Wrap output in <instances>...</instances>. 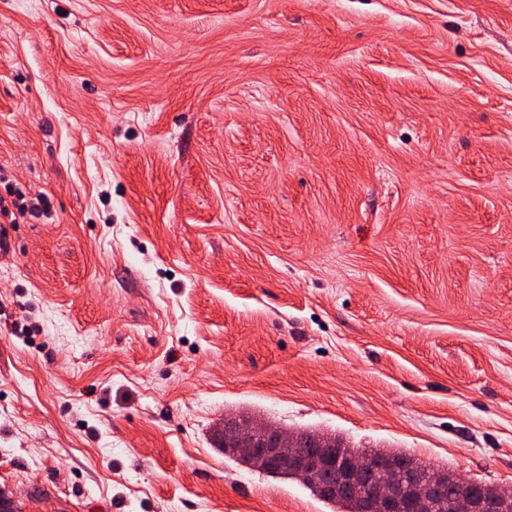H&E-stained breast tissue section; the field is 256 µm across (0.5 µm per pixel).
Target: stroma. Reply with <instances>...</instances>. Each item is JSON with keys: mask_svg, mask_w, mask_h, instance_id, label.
Masks as SVG:
<instances>
[{"mask_svg": "<svg viewBox=\"0 0 512 512\" xmlns=\"http://www.w3.org/2000/svg\"><path fill=\"white\" fill-rule=\"evenodd\" d=\"M0 487L331 512L240 412L512 486V0H0ZM4 190L10 201L0 195V214L3 216H10V224H16L17 216L24 218L26 214L36 217V212L48 211L49 201L46 196H41L34 199H28L26 191L18 184L8 181L4 184ZM9 206L12 207L10 211ZM238 427L242 435L248 436L255 441L263 442L270 436H275L278 444L275 448H226L227 452L236 457H248L261 463L263 458H291L296 454L293 448L292 439L294 432H288L281 426L261 422L254 417H241L238 420Z\"/></svg>", "mask_w": 512, "mask_h": 512, "instance_id": "stroma-1", "label": "stroma"}]
</instances>
